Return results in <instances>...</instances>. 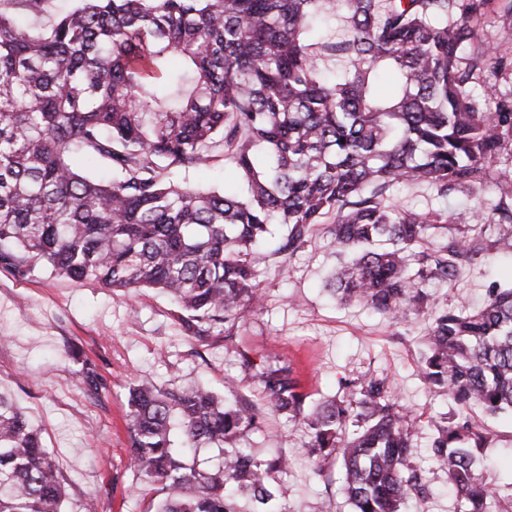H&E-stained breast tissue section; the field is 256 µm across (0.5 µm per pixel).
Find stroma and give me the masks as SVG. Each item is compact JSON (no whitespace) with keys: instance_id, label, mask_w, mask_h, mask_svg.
<instances>
[{"instance_id":"stroma-1","label":"stroma","mask_w":512,"mask_h":512,"mask_svg":"<svg viewBox=\"0 0 512 512\" xmlns=\"http://www.w3.org/2000/svg\"><path fill=\"white\" fill-rule=\"evenodd\" d=\"M502 5L503 0H488L472 25L474 44L485 51L476 75L506 93L512 91V27L498 20ZM182 178L227 193L241 192L243 184L226 156ZM391 201L449 218L468 198L458 192L443 199L428 186L405 185ZM252 261L263 300L246 311L237 345L229 350L220 336L203 342L184 336L179 308L159 292L133 295L47 269L19 279L0 269V391L12 397L53 453L66 490L63 512H83L89 500L97 512H152L164 493L142 481L129 461L130 381L148 379L162 388L202 382L220 393L231 379L240 397L257 404L261 394L240 364L244 353L290 363L311 405L338 393L342 380L374 372L388 376L401 404L422 417L414 445L416 461L424 463L433 425L451 409L447 396L430 390L420 376L426 320L412 315L394 326L363 307L337 304L324 289L336 265L325 225H318L288 261L265 250L256 251ZM495 284L512 287V257L486 249L464 263L454 280L430 285L429 291L438 306L477 307ZM87 370L101 382L99 394L87 390ZM471 416L493 436L477 468L494 469L499 494L512 495L506 484L512 473V413L489 416L476 409ZM306 439L302 425L268 415L235 445L261 458L291 457L288 475L278 480L277 512H319L326 500L349 512L341 463L327 462L322 474H313L301 453Z\"/></svg>"}]
</instances>
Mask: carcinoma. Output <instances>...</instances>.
Listing matches in <instances>:
<instances>
[{
    "instance_id": "carcinoma-1",
    "label": "carcinoma",
    "mask_w": 512,
    "mask_h": 512,
    "mask_svg": "<svg viewBox=\"0 0 512 512\" xmlns=\"http://www.w3.org/2000/svg\"><path fill=\"white\" fill-rule=\"evenodd\" d=\"M47 0H0V267L39 268L129 293L159 290L180 306L185 336H234L262 292L253 249L292 257L329 216L346 256L326 284L398 324L425 315L420 372L452 412L433 427L429 458L455 489L454 512H512L475 469L491 433L468 415L512 411V288L476 310L438 309L421 287L448 282L485 229L487 163L512 143V93L475 90L473 16L488 0H74L48 26L24 24ZM395 74L388 97L380 69ZM222 151L246 188L203 191L171 175ZM82 158L112 171L92 177ZM404 183L475 198L457 234L424 246L442 215L389 202ZM491 244L512 252V206H495ZM287 233L272 238L270 227ZM265 407L233 385L128 387L130 462L165 499L154 512H265L288 458L234 447L267 412L308 427L313 472L341 461L351 512H401L430 497L414 460L420 417L388 377L366 374L315 408L291 364L256 362ZM218 448L215 471L174 444ZM53 454L0 392V512H62Z\"/></svg>"
}]
</instances>
